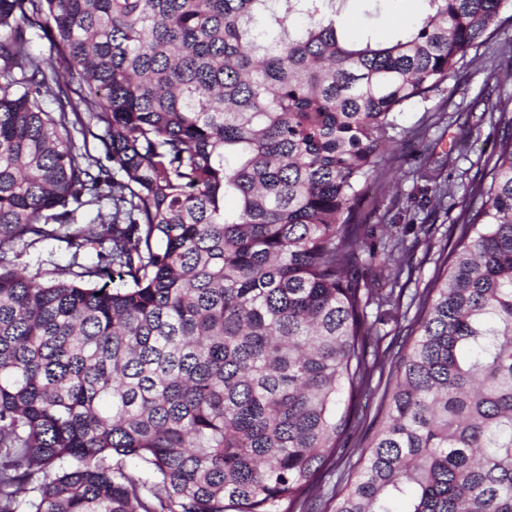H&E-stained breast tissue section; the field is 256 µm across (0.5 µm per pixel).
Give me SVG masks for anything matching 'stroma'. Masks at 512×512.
Wrapping results in <instances>:
<instances>
[{
	"instance_id": "35a3bbf8",
	"label": "stroma",
	"mask_w": 512,
	"mask_h": 512,
	"mask_svg": "<svg viewBox=\"0 0 512 512\" xmlns=\"http://www.w3.org/2000/svg\"><path fill=\"white\" fill-rule=\"evenodd\" d=\"M415 14V0H403L398 7H383L372 16L351 8L348 23L355 31L369 25L388 33L411 23ZM501 62V57L485 49L471 51L456 77L427 98L415 99L405 106L399 119L401 131L388 150L390 172L371 181L363 204L365 221L374 227L371 245H380L387 224L433 227L429 240L418 241L412 237L407 240L419 262L414 273L419 282L431 278L434 256L446 243L456 239L455 219L459 214L455 208L433 213L419 208L421 191L432 177L452 180L460 187L482 173L494 144L489 124L478 121L484 109L482 100L488 96H512V76L500 77L497 86L491 88L484 85L490 68ZM7 252L26 274L39 275L45 282L58 278L72 263L65 244L58 241L32 246L18 242L9 246Z\"/></svg>"
}]
</instances>
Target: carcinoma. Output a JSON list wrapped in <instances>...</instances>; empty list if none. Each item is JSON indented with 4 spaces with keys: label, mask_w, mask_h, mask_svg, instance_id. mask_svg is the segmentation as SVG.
Here are the masks:
<instances>
[{
    "label": "carcinoma",
    "mask_w": 512,
    "mask_h": 512,
    "mask_svg": "<svg viewBox=\"0 0 512 512\" xmlns=\"http://www.w3.org/2000/svg\"><path fill=\"white\" fill-rule=\"evenodd\" d=\"M349 2L0 0V512H512V97L383 350L400 303L361 276L413 272L398 229L364 249L398 114L512 0H418L385 42ZM44 240L79 271L13 268Z\"/></svg>",
    "instance_id": "cac0c4a2"
}]
</instances>
